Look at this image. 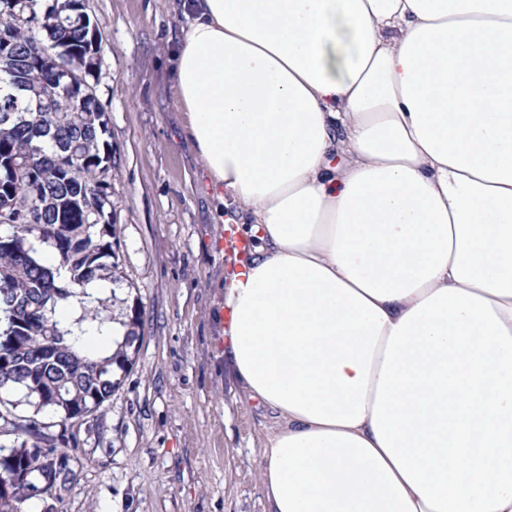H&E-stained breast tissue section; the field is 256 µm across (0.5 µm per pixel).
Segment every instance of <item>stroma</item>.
<instances>
[{"instance_id":"obj_1","label":"stroma","mask_w":512,"mask_h":512,"mask_svg":"<svg viewBox=\"0 0 512 512\" xmlns=\"http://www.w3.org/2000/svg\"><path fill=\"white\" fill-rule=\"evenodd\" d=\"M114 156L120 265L144 307L135 363L80 427L62 512H265L259 410L224 375V227L172 90L173 0H89Z\"/></svg>"}]
</instances>
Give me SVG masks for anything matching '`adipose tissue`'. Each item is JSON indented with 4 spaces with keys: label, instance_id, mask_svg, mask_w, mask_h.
<instances>
[{
    "label": "adipose tissue",
    "instance_id": "obj_1",
    "mask_svg": "<svg viewBox=\"0 0 512 512\" xmlns=\"http://www.w3.org/2000/svg\"><path fill=\"white\" fill-rule=\"evenodd\" d=\"M265 512H512V0H178Z\"/></svg>",
    "mask_w": 512,
    "mask_h": 512
}]
</instances>
